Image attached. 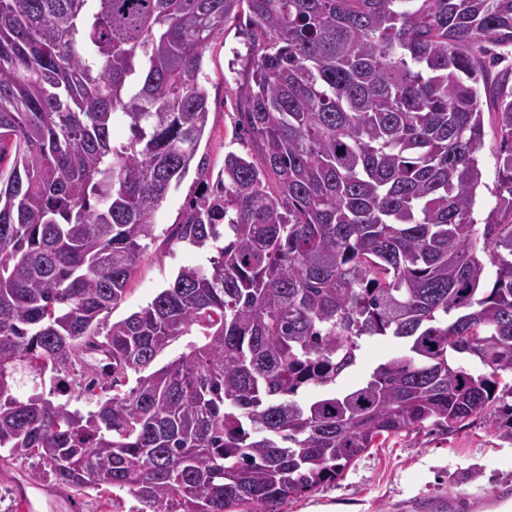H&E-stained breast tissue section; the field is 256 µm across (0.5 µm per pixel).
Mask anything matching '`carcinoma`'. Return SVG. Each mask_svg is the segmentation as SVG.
<instances>
[{
  "instance_id": "cac0c4a2",
  "label": "carcinoma",
  "mask_w": 512,
  "mask_h": 512,
  "mask_svg": "<svg viewBox=\"0 0 512 512\" xmlns=\"http://www.w3.org/2000/svg\"><path fill=\"white\" fill-rule=\"evenodd\" d=\"M243 10L262 164L205 176L173 236L208 265L109 325L205 134L204 51ZM511 47L512 0H0V448L137 512H281L427 422L512 437V86L491 80ZM377 336L402 352L337 390ZM21 368L82 369L97 410L17 397ZM483 101L485 137L484 145L479 155L482 162V181L484 182V186H481L477 191L476 205L474 208V217L477 219L478 223L482 222V220L487 216L489 211L495 205L496 198L493 196L491 191L495 188L497 181V169L495 160L496 142L491 129L492 116L491 113L488 112L487 106L485 105L484 96Z\"/></svg>"
}]
</instances>
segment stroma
I'll use <instances>...</instances> for the list:
<instances>
[{
  "label": "stroma",
  "instance_id": "1",
  "mask_svg": "<svg viewBox=\"0 0 512 512\" xmlns=\"http://www.w3.org/2000/svg\"><path fill=\"white\" fill-rule=\"evenodd\" d=\"M246 16L230 19L223 34L204 54L201 85L210 114L196 156L218 172L227 153L249 155L251 147L239 124L245 93L251 85L242 29ZM496 142L486 133L480 151L483 184L474 216L484 219L494 207L497 181ZM203 188L190 169L154 215V236L146 241L123 300L112 310L116 322L146 307L184 266L206 263L207 255L170 237L187 201ZM451 504V512H512V439L501 437L490 419L476 417L447 432L426 425L389 437L358 459L333 483L288 501L282 512H428V504ZM129 490H86L78 494L39 475L31 462L0 449V512H136Z\"/></svg>",
  "mask_w": 512,
  "mask_h": 512
}]
</instances>
